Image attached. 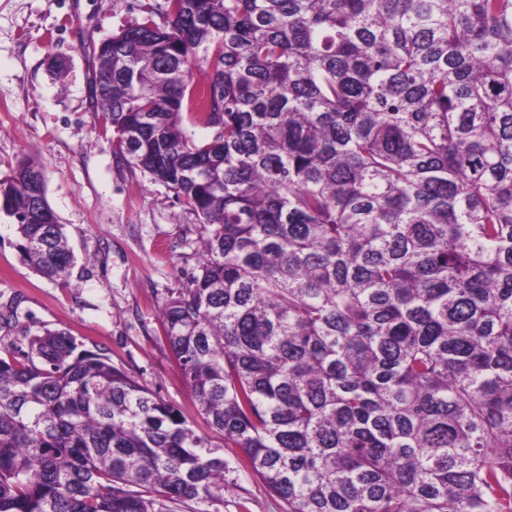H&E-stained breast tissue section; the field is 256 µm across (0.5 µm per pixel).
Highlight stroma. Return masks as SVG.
Instances as JSON below:
<instances>
[{"mask_svg":"<svg viewBox=\"0 0 512 512\" xmlns=\"http://www.w3.org/2000/svg\"><path fill=\"white\" fill-rule=\"evenodd\" d=\"M144 2L0 0V182L33 159L75 256L66 279L44 278L22 263L0 213V312L14 302L20 325L66 330L210 434L158 321L201 259L198 218L113 152L90 89L95 65L86 47L139 17ZM210 436L231 464L221 512H284L234 467L235 449Z\"/></svg>","mask_w":512,"mask_h":512,"instance_id":"1","label":"stroma"}]
</instances>
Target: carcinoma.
Returning a JSON list of instances; mask_svg holds the SVG:
<instances>
[{
	"label": "carcinoma",
	"instance_id": "obj_1",
	"mask_svg": "<svg viewBox=\"0 0 512 512\" xmlns=\"http://www.w3.org/2000/svg\"><path fill=\"white\" fill-rule=\"evenodd\" d=\"M141 12L94 53L93 96L115 153L199 218L159 320L209 428L286 512H512V0ZM43 190L23 161L0 211L58 279ZM21 333L0 512H220L209 437L69 333Z\"/></svg>",
	"mask_w": 512,
	"mask_h": 512
}]
</instances>
